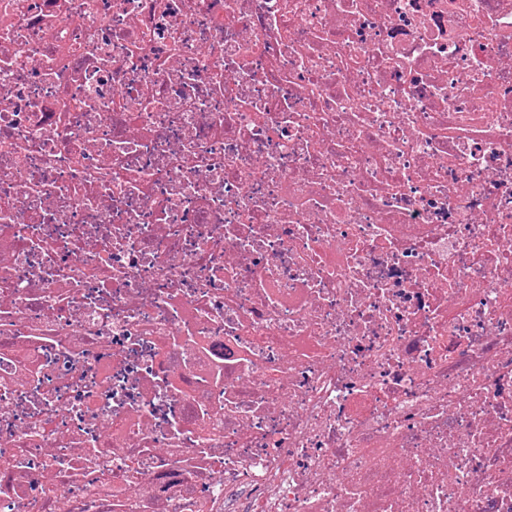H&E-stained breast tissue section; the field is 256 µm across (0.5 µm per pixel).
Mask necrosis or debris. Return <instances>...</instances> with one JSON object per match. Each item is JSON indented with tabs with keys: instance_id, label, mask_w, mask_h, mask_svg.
<instances>
[{
	"instance_id": "4bbe7bcc",
	"label": "necrosis or debris",
	"mask_w": 512,
	"mask_h": 512,
	"mask_svg": "<svg viewBox=\"0 0 512 512\" xmlns=\"http://www.w3.org/2000/svg\"><path fill=\"white\" fill-rule=\"evenodd\" d=\"M0 512H512V0H0Z\"/></svg>"
}]
</instances>
